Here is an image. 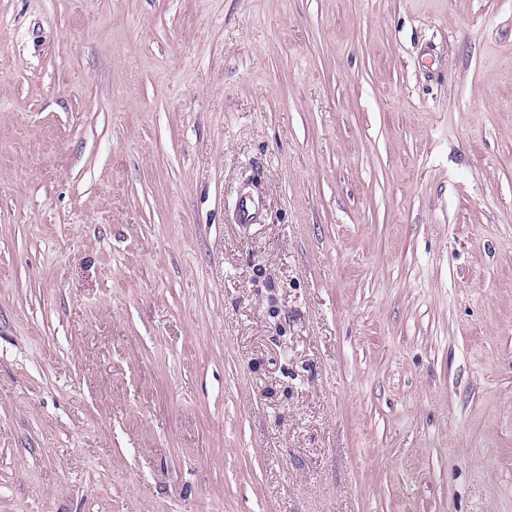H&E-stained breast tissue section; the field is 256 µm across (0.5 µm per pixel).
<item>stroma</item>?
<instances>
[{
  "instance_id": "35a3bbf8",
  "label": "stroma",
  "mask_w": 512,
  "mask_h": 512,
  "mask_svg": "<svg viewBox=\"0 0 512 512\" xmlns=\"http://www.w3.org/2000/svg\"><path fill=\"white\" fill-rule=\"evenodd\" d=\"M0 512H512V0H0Z\"/></svg>"
}]
</instances>
